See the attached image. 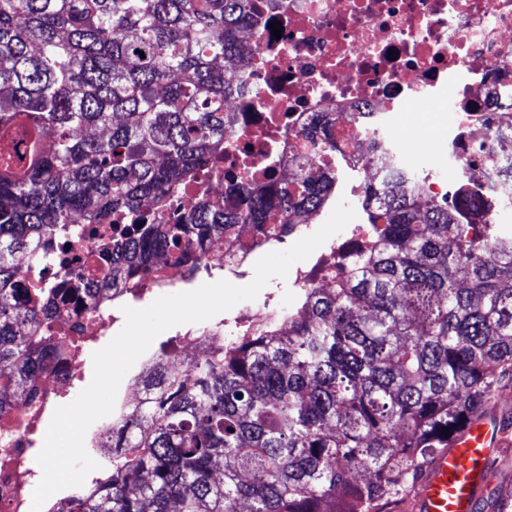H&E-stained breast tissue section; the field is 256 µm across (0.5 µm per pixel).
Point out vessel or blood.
Returning a JSON list of instances; mask_svg holds the SVG:
<instances>
[{
  "label": "vessel or blood",
  "instance_id": "b4317fda",
  "mask_svg": "<svg viewBox=\"0 0 512 512\" xmlns=\"http://www.w3.org/2000/svg\"><path fill=\"white\" fill-rule=\"evenodd\" d=\"M505 441L499 419L487 415L437 450L411 495V512H476L486 485L483 462Z\"/></svg>",
  "mask_w": 512,
  "mask_h": 512
}]
</instances>
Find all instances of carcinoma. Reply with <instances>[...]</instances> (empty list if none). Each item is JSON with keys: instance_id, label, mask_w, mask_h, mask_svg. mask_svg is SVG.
<instances>
[{"instance_id": "carcinoma-1", "label": "carcinoma", "mask_w": 512, "mask_h": 512, "mask_svg": "<svg viewBox=\"0 0 512 512\" xmlns=\"http://www.w3.org/2000/svg\"><path fill=\"white\" fill-rule=\"evenodd\" d=\"M259 0H0V413L28 388L52 336L38 334L61 288L95 310L134 274L161 278V255L184 281L224 267L212 234L265 212L292 224L288 196L317 212L333 179L252 194L226 216L204 198L174 224L175 185L224 181V69L251 49L240 33ZM361 208L378 225L352 245L336 286L301 288L275 319L207 355L137 378L145 399L112 413V468L72 490L63 512H367L404 495L431 454L512 390V226L471 227L498 206L462 180L431 200L368 183ZM87 256L62 286L29 269ZM97 240L98 252L84 243Z\"/></svg>"}]
</instances>
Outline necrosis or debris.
<instances>
[{
	"label": "necrosis or debris",
	"mask_w": 512,
	"mask_h": 512,
	"mask_svg": "<svg viewBox=\"0 0 512 512\" xmlns=\"http://www.w3.org/2000/svg\"><path fill=\"white\" fill-rule=\"evenodd\" d=\"M260 12L247 36L250 63L225 70L234 92L224 103V182L192 183L171 195L166 221L202 193L230 213L238 186L262 191L300 168L325 180L332 168L313 155L312 136L334 142L364 180L400 177L437 200L464 172L498 200L486 223L512 211V0H262ZM317 112L329 113L328 130L312 128ZM433 112L447 121L429 124ZM433 140L445 153L437 175L422 178L405 148ZM263 230L237 224L215 242L225 271L237 274L250 261ZM55 322L39 401L19 396L0 417V512H31L29 421L51 415L57 394L78 376L75 341L111 329L112 299L100 298L92 312L72 301Z\"/></svg>",
	"instance_id": "1"
}]
</instances>
